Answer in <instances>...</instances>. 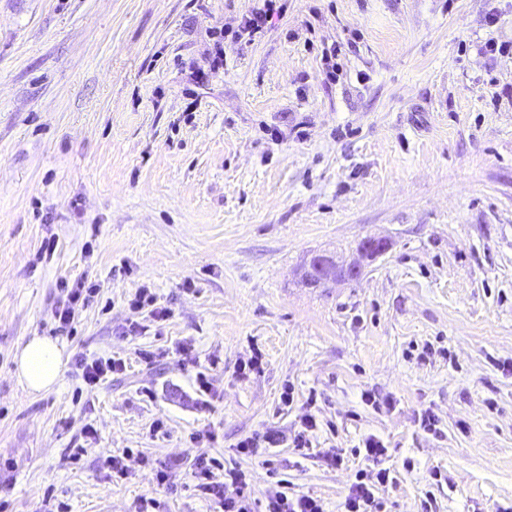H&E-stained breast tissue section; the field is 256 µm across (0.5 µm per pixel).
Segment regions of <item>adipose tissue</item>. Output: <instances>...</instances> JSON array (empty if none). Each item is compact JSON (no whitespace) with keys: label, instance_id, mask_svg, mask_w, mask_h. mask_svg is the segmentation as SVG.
<instances>
[{"label":"adipose tissue","instance_id":"obj_1","mask_svg":"<svg viewBox=\"0 0 512 512\" xmlns=\"http://www.w3.org/2000/svg\"><path fill=\"white\" fill-rule=\"evenodd\" d=\"M64 348L47 336L32 337L18 352L15 361L17 376L32 392L53 389L60 380Z\"/></svg>","mask_w":512,"mask_h":512}]
</instances>
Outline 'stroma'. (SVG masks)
Returning a JSON list of instances; mask_svg holds the SVG:
<instances>
[{
    "mask_svg": "<svg viewBox=\"0 0 512 512\" xmlns=\"http://www.w3.org/2000/svg\"><path fill=\"white\" fill-rule=\"evenodd\" d=\"M251 4L0 0V512H38L48 492L69 512H135L143 495L213 512L188 475L198 430L258 498L284 476L342 512L375 435L397 476L385 512H421L429 491L433 512L512 502V54L484 51L512 41V0L495 27L487 0H288L234 41ZM369 237L389 249L361 279L302 284L311 254L349 261ZM83 276L101 293L56 330L58 284ZM142 287L169 316L131 335ZM34 336L65 348L40 395L15 373ZM254 351L262 372L238 377ZM112 355L125 372L85 391L76 359ZM308 410L313 454L234 459ZM330 446L342 465L320 458ZM126 448L174 488L143 468L112 481L103 460Z\"/></svg>",
    "mask_w": 512,
    "mask_h": 512,
    "instance_id": "stroma-1",
    "label": "stroma"
}]
</instances>
